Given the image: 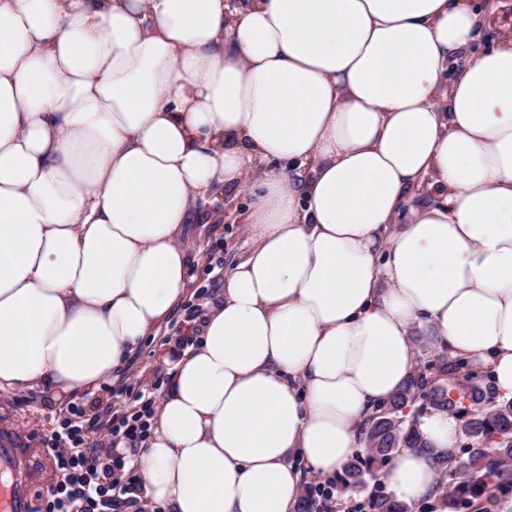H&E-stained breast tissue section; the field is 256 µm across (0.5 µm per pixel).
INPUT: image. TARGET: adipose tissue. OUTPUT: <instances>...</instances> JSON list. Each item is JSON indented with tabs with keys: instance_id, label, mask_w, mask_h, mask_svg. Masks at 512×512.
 I'll list each match as a JSON object with an SVG mask.
<instances>
[{
	"instance_id": "1",
	"label": "adipose tissue",
	"mask_w": 512,
	"mask_h": 512,
	"mask_svg": "<svg viewBox=\"0 0 512 512\" xmlns=\"http://www.w3.org/2000/svg\"><path fill=\"white\" fill-rule=\"evenodd\" d=\"M471 0H0V390L97 389L187 293L198 204L251 247L132 464L168 512H295L416 366L512 398V34ZM435 199L416 202L422 189ZM380 471L433 495L461 420ZM502 30H512V10L506 11L504 14L498 15L492 22L489 28H485L482 35V40L478 41L471 49L468 57L475 59L484 48V41L490 37L495 36Z\"/></svg>"
}]
</instances>
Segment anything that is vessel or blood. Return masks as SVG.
Masks as SVG:
<instances>
[{
    "label": "vessel or blood",
    "instance_id": "vessel-or-blood-1",
    "mask_svg": "<svg viewBox=\"0 0 512 512\" xmlns=\"http://www.w3.org/2000/svg\"><path fill=\"white\" fill-rule=\"evenodd\" d=\"M12 482L0 490V512H31V490L39 480L28 440L8 422L0 423V474Z\"/></svg>",
    "mask_w": 512,
    "mask_h": 512
}]
</instances>
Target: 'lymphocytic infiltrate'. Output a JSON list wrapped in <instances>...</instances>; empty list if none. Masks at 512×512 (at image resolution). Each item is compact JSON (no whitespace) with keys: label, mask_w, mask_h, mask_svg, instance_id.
Instances as JSON below:
<instances>
[{"label":"lymphocytic infiltrate","mask_w":512,"mask_h":512,"mask_svg":"<svg viewBox=\"0 0 512 512\" xmlns=\"http://www.w3.org/2000/svg\"><path fill=\"white\" fill-rule=\"evenodd\" d=\"M100 416L65 418L60 432L43 444L59 472L48 489L45 512H119L133 505L140 480L124 475L126 462L142 443L147 425L140 417L114 418L108 439L93 440Z\"/></svg>","instance_id":"1"}]
</instances>
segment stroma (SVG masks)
Segmentation results:
<instances>
[{
	"mask_svg": "<svg viewBox=\"0 0 512 512\" xmlns=\"http://www.w3.org/2000/svg\"><path fill=\"white\" fill-rule=\"evenodd\" d=\"M247 196L236 195L234 201L207 202L194 215L183 238L189 252L199 255L193 265V279L187 296L173 309L166 325L158 333L144 340L131 355L124 370L141 378L144 385L157 386L166 391L169 382L166 360L174 351L196 344L204 314L210 302L224 292V275L249 245L246 234ZM111 405L117 416H129L140 406L132 395L120 390L117 379L95 391H79L64 400H57L50 386L43 385L23 391H0V420L6 419L27 436L42 481L33 490L34 507H42L43 494L54 478L50 457L42 440L45 435L59 430L61 421L71 410L81 409L85 416H93L95 399Z\"/></svg>",
	"mask_w": 512,
	"mask_h": 512,
	"instance_id": "obj_1",
	"label": "stroma"
}]
</instances>
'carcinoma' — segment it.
<instances>
[{"label":"carcinoma","instance_id":"1","mask_svg":"<svg viewBox=\"0 0 512 512\" xmlns=\"http://www.w3.org/2000/svg\"><path fill=\"white\" fill-rule=\"evenodd\" d=\"M440 372L472 378L464 358H437L418 368L406 385L377 409L363 428L366 448L354 453L334 485L340 491L366 486V479L378 480L380 467L401 448H424L426 442L418 427V417L428 409L466 412L463 433L475 447L467 458L450 449L436 456L440 474L439 499L449 512L471 507L474 502L493 497L512 487V400H499L492 387L471 385L457 399L431 394L430 374ZM469 401L470 406L463 405ZM326 498L320 486L305 487L300 512H325ZM371 512H412L395 497L379 492L370 503Z\"/></svg>","mask_w":512,"mask_h":512}]
</instances>
